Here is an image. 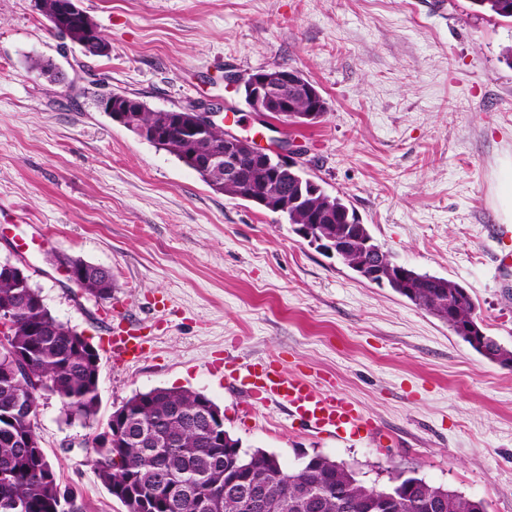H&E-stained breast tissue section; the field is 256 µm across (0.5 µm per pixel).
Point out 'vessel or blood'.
<instances>
[{"label":"vessel or blood","instance_id":"1","mask_svg":"<svg viewBox=\"0 0 512 512\" xmlns=\"http://www.w3.org/2000/svg\"><path fill=\"white\" fill-rule=\"evenodd\" d=\"M111 335L114 361L133 360L142 355L143 339L133 328L116 325ZM224 383L259 402L277 400L287 406L291 417L332 437L363 438L373 432L370 421L352 403L326 394L301 376L269 363H242L225 376Z\"/></svg>","mask_w":512,"mask_h":512}]
</instances>
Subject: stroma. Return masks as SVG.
Segmentation results:
<instances>
[{"label":"stroma","mask_w":512,"mask_h":512,"mask_svg":"<svg viewBox=\"0 0 512 512\" xmlns=\"http://www.w3.org/2000/svg\"><path fill=\"white\" fill-rule=\"evenodd\" d=\"M111 46L60 39L34 0H0V260L21 258L59 320L100 354L95 420L42 394L35 430L76 512H127L97 477L94 437L121 403L191 389L243 448L295 467L320 453L368 485L413 473L512 512V368L476 352L391 288L310 246L280 214L232 199L98 111L96 86L169 110L218 102L236 134L271 130L232 80L300 71L327 110L281 127L311 179L343 195L399 263L467 289L486 333L512 348V233L499 226L512 178V22L470 0H81ZM53 63L51 82L28 61ZM109 269L106 301L46 259ZM149 336L114 365L102 325ZM271 362L355 403L390 441L318 435L276 404L226 389L215 358Z\"/></svg>","instance_id":"obj_1"}]
</instances>
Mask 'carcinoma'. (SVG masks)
Masks as SVG:
<instances>
[{"instance_id": "obj_1", "label": "carcinoma", "mask_w": 512, "mask_h": 512, "mask_svg": "<svg viewBox=\"0 0 512 512\" xmlns=\"http://www.w3.org/2000/svg\"><path fill=\"white\" fill-rule=\"evenodd\" d=\"M53 2L48 0L43 13L51 29L61 38L77 35L78 20L51 14ZM471 4L479 12L512 21V0H471ZM128 100L135 108L130 113L134 128L154 132L148 142L195 170L215 191L238 199L266 179L288 188L290 195L313 187L312 208L323 210L332 235L347 237L352 231L350 224L361 223L343 197L327 193L308 177L305 168H285L273 157L262 170L242 158V186L225 184L220 174L206 173L197 164L201 132L192 113L156 111L125 95L118 98L119 105ZM69 261L83 274L85 287L92 289L97 299L111 298L115 283L108 269L80 258ZM387 285L443 321L450 308L460 322L476 321L474 303L457 282L411 267L406 280H391ZM1 317L12 321L18 352L29 375L40 383V390L32 391L15 380L9 365L0 361V512H69L67 507L80 493L57 480L35 428L19 406L38 407L43 391L55 396L64 411L74 408L80 417L94 418L100 405L98 354L75 343L79 332L51 313L39 289L27 278L0 279ZM481 336L486 346L498 353L500 365L511 368L512 350L484 332ZM199 397V392L189 389L155 388L123 402L130 416L122 427L109 430L110 445L95 448L94 465L102 484L127 512H195L185 498L174 509L163 507L162 476L188 489L194 499L209 501L212 512H243L240 492L256 474L265 476V493L281 505L280 512H487L480 499L403 472L387 485L367 486L353 469L318 453L287 470L262 449L242 450L241 465L231 470L224 464V449L212 442L208 421L196 409Z\"/></svg>"}]
</instances>
